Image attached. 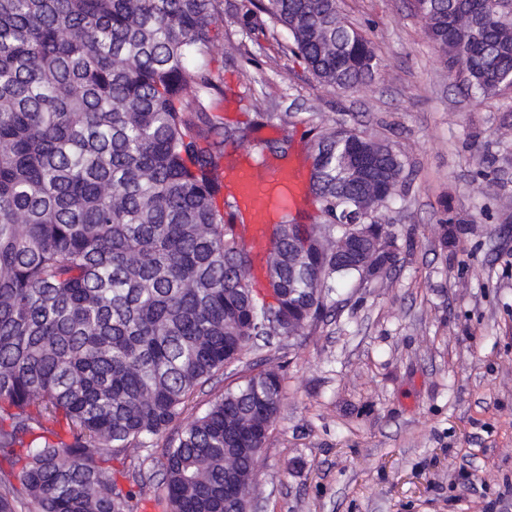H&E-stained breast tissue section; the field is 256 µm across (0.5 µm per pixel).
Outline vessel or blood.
Listing matches in <instances>:
<instances>
[{
	"label": "vessel or blood",
	"mask_w": 512,
	"mask_h": 512,
	"mask_svg": "<svg viewBox=\"0 0 512 512\" xmlns=\"http://www.w3.org/2000/svg\"><path fill=\"white\" fill-rule=\"evenodd\" d=\"M252 164L237 169L240 207L248 218L241 230L250 241L256 260H263L267 251L266 224L273 212L287 209L300 193L307 177L305 165L297 161L286 164L269 163L266 180H256Z\"/></svg>",
	"instance_id": "1"
}]
</instances>
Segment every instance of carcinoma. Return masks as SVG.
I'll use <instances>...</instances> for the list:
<instances>
[{"mask_svg": "<svg viewBox=\"0 0 512 512\" xmlns=\"http://www.w3.org/2000/svg\"><path fill=\"white\" fill-rule=\"evenodd\" d=\"M466 94L512 81V0H411ZM244 28L280 26L316 81L356 92L383 64L337 0H241ZM468 25L460 32L456 18ZM224 0H0V512H139L160 449L162 512H248L280 378L260 371L176 432L195 390L274 319L310 328L350 254L305 245L321 225L351 237L405 179L387 140L315 126V212L272 225L268 287L224 189V156L272 112L230 123L207 60ZM378 160L365 197L352 157ZM238 460L235 473L224 459Z\"/></svg>", "mask_w": 512, "mask_h": 512, "instance_id": "1", "label": "carcinoma"}]
</instances>
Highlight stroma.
I'll use <instances>...</instances> for the list:
<instances>
[{
    "label": "stroma",
    "instance_id": "1",
    "mask_svg": "<svg viewBox=\"0 0 512 512\" xmlns=\"http://www.w3.org/2000/svg\"><path fill=\"white\" fill-rule=\"evenodd\" d=\"M338 5L385 64L375 80L351 95L321 86L285 52V29L255 37L230 7L210 55L226 96L212 106L230 122L282 115L256 136L288 138L298 161L317 125L395 144L407 178L380 219L398 262L341 283L303 335L250 345L179 422L272 369L280 409L251 512H512V92L467 96L409 0ZM490 176L503 196H487ZM455 216L473 231L440 245Z\"/></svg>",
    "mask_w": 512,
    "mask_h": 512
}]
</instances>
